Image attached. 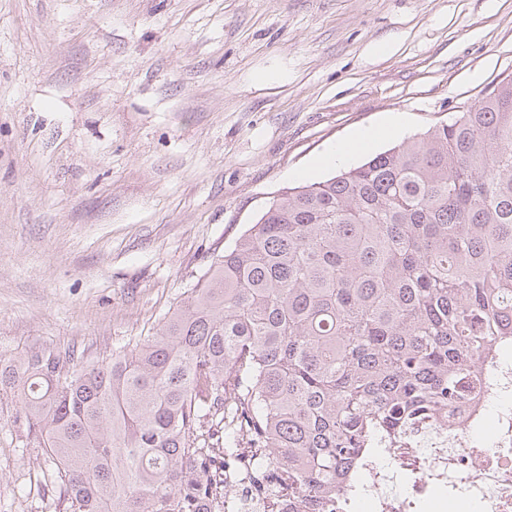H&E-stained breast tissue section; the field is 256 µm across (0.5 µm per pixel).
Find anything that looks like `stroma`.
<instances>
[{
	"label": "stroma",
	"instance_id": "obj_1",
	"mask_svg": "<svg viewBox=\"0 0 512 512\" xmlns=\"http://www.w3.org/2000/svg\"><path fill=\"white\" fill-rule=\"evenodd\" d=\"M512 77V0H0V359L153 335L326 146ZM0 392V512H68Z\"/></svg>",
	"mask_w": 512,
	"mask_h": 512
}]
</instances>
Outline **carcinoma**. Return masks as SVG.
Wrapping results in <instances>:
<instances>
[{"label":"carcinoma","instance_id":"carcinoma-1","mask_svg":"<svg viewBox=\"0 0 512 512\" xmlns=\"http://www.w3.org/2000/svg\"><path fill=\"white\" fill-rule=\"evenodd\" d=\"M512 345V78L450 121L284 187L155 335L0 366L72 512H219L263 448L323 512L378 435L472 398Z\"/></svg>","mask_w":512,"mask_h":512}]
</instances>
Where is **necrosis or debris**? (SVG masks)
Instances as JSON below:
<instances>
[{"mask_svg": "<svg viewBox=\"0 0 512 512\" xmlns=\"http://www.w3.org/2000/svg\"><path fill=\"white\" fill-rule=\"evenodd\" d=\"M495 413H487L490 401ZM255 451L225 469L224 512H288V492L266 486ZM407 485L396 490L397 477ZM329 512H512V360L497 359L474 401L413 417L402 436L376 438L350 490Z\"/></svg>", "mask_w": 512, "mask_h": 512, "instance_id": "4bbe7bcc", "label": "necrosis or debris"}]
</instances>
